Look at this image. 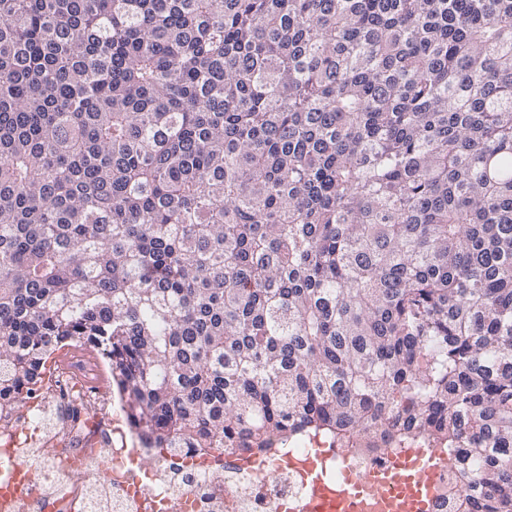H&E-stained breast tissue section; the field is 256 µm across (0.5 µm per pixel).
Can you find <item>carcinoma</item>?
<instances>
[{
  "instance_id": "1",
  "label": "carcinoma",
  "mask_w": 512,
  "mask_h": 512,
  "mask_svg": "<svg viewBox=\"0 0 512 512\" xmlns=\"http://www.w3.org/2000/svg\"><path fill=\"white\" fill-rule=\"evenodd\" d=\"M74 345L145 448L512 512V0H0V417ZM471 495H465L456 467L450 462L438 474L437 495L430 512H470Z\"/></svg>"
}]
</instances>
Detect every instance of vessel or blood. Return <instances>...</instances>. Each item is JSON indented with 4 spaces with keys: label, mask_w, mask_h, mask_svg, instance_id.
<instances>
[{
    "label": "vessel or blood",
    "mask_w": 512,
    "mask_h": 512,
    "mask_svg": "<svg viewBox=\"0 0 512 512\" xmlns=\"http://www.w3.org/2000/svg\"><path fill=\"white\" fill-rule=\"evenodd\" d=\"M439 467L436 459L424 462L408 450L393 467L353 484L318 474L309 457L302 463L308 491L291 512H429Z\"/></svg>",
    "instance_id": "b4317fda"
}]
</instances>
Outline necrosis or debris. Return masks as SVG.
I'll list each match as a JSON object with an SVG mask.
<instances>
[{
	"mask_svg": "<svg viewBox=\"0 0 512 512\" xmlns=\"http://www.w3.org/2000/svg\"><path fill=\"white\" fill-rule=\"evenodd\" d=\"M64 384L84 399L79 416L55 403ZM41 385V416L0 423V487L14 479L13 460L27 465L18 493L0 498V512H288L307 491L298 461L310 445L276 447L256 455L250 469L239 465L248 455L243 448H185L174 456L142 447L120 421L106 423L89 398L85 371L66 366ZM321 449L329 470L362 476L387 467L394 454L352 440ZM470 502L455 466L443 467L431 512H470Z\"/></svg>",
	"mask_w": 512,
	"mask_h": 512,
	"instance_id": "1",
	"label": "necrosis or debris"
}]
</instances>
